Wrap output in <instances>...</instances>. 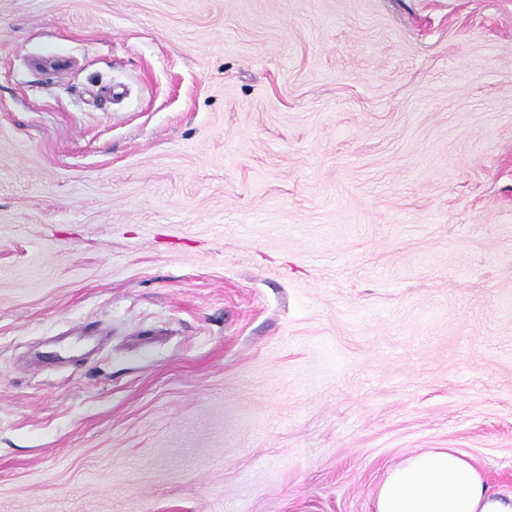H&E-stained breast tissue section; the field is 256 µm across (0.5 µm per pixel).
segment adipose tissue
Returning <instances> with one entry per match:
<instances>
[{"label":"adipose tissue","instance_id":"obj_1","mask_svg":"<svg viewBox=\"0 0 512 512\" xmlns=\"http://www.w3.org/2000/svg\"><path fill=\"white\" fill-rule=\"evenodd\" d=\"M375 512H512V493H492L472 460L453 448L418 453L392 468Z\"/></svg>","mask_w":512,"mask_h":512}]
</instances>
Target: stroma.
<instances>
[{
  "instance_id": "obj_1",
  "label": "stroma",
  "mask_w": 512,
  "mask_h": 512,
  "mask_svg": "<svg viewBox=\"0 0 512 512\" xmlns=\"http://www.w3.org/2000/svg\"><path fill=\"white\" fill-rule=\"evenodd\" d=\"M430 448L512 491V0H0V512Z\"/></svg>"
}]
</instances>
